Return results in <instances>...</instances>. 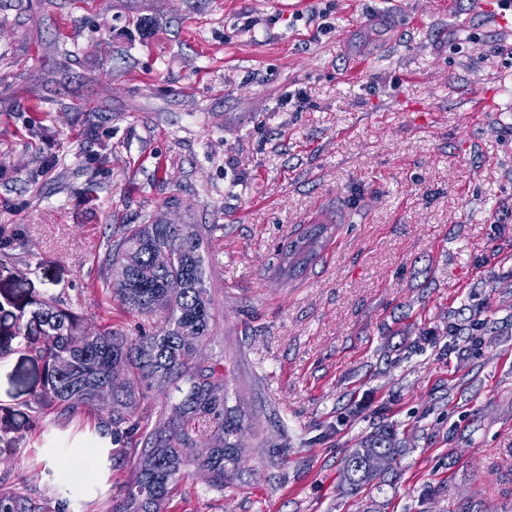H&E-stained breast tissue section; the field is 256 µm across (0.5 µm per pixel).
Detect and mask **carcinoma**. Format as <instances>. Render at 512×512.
I'll use <instances>...</instances> for the list:
<instances>
[{
  "label": "carcinoma",
  "instance_id": "carcinoma-1",
  "mask_svg": "<svg viewBox=\"0 0 512 512\" xmlns=\"http://www.w3.org/2000/svg\"><path fill=\"white\" fill-rule=\"evenodd\" d=\"M328 232L311 224L281 250L279 274L308 267ZM206 230L199 224H125L110 244L106 283L130 313L160 314V329L129 336L117 328L76 333L71 313L54 301L41 313L45 343L44 381L33 393L40 409L61 417L98 411L97 432L124 444V461L137 478L112 505V512H163L182 480L205 478L208 488L224 490L237 470L243 448L239 437L248 417L227 405L224 360L203 352L215 321L206 286L203 250ZM165 389L163 402L149 390ZM205 446L201 455L188 448ZM403 445L388 425L367 434L345 459L344 492L380 484L388 472L367 465L377 453L400 456ZM0 512H40L32 500L0 492Z\"/></svg>",
  "mask_w": 512,
  "mask_h": 512
}]
</instances>
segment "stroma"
Segmentation results:
<instances>
[{
	"mask_svg": "<svg viewBox=\"0 0 512 512\" xmlns=\"http://www.w3.org/2000/svg\"><path fill=\"white\" fill-rule=\"evenodd\" d=\"M475 4L0 0V490L111 512L134 481L95 415L34 404L39 312L136 335L103 262L157 216L213 228L204 351L250 421L167 512H512V31ZM318 208L332 245L281 277ZM383 424L404 454L344 495Z\"/></svg>",
	"mask_w": 512,
	"mask_h": 512,
	"instance_id": "35a3bbf8",
	"label": "stroma"
}]
</instances>
